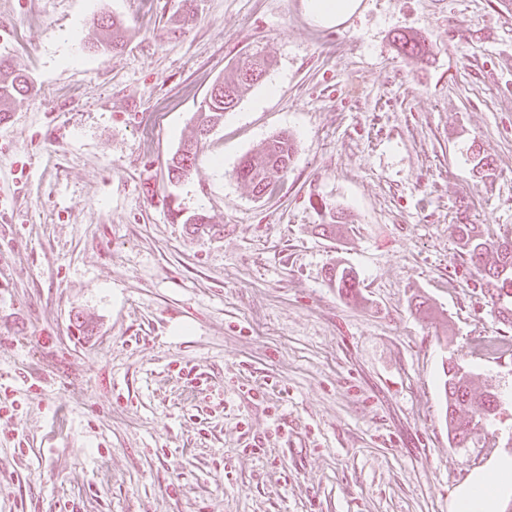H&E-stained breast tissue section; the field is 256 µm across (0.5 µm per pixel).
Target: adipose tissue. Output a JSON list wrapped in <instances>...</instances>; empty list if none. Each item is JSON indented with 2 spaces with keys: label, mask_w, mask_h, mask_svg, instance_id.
Masks as SVG:
<instances>
[{
  "label": "adipose tissue",
  "mask_w": 512,
  "mask_h": 512,
  "mask_svg": "<svg viewBox=\"0 0 512 512\" xmlns=\"http://www.w3.org/2000/svg\"><path fill=\"white\" fill-rule=\"evenodd\" d=\"M306 15L317 25L338 26L360 12L362 0H303ZM512 499V454L493 455L471 470L452 494L450 512H502Z\"/></svg>",
  "instance_id": "adipose-tissue-1"
}]
</instances>
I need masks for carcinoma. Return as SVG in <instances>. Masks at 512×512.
<instances>
[{
    "mask_svg": "<svg viewBox=\"0 0 512 512\" xmlns=\"http://www.w3.org/2000/svg\"><path fill=\"white\" fill-rule=\"evenodd\" d=\"M102 28L105 30L103 39L92 45L91 49L103 56L120 51L124 46L122 23L109 20ZM394 42L398 44V50L405 54L421 58L432 54L429 45L415 35L400 32L395 35ZM271 66L272 61L262 54L261 49L256 48L215 84L210 95L198 107L194 136L185 141L167 162L170 182L178 183L189 178L199 144L204 139L203 131L220 122L224 113L234 108L244 93L266 76ZM31 90L28 76L16 71L8 59L1 57L0 112H5L8 105L22 102ZM296 150L294 138L280 132L272 136L260 151L245 156L236 168L235 176L247 184L254 194L264 195L287 176ZM467 160L480 179L487 180L494 176L493 168L481 150L471 149ZM322 208L329 218V222L319 225L322 234H334L336 225L347 223V216L336 206L325 202ZM184 224L192 234H209L214 230V225L204 214H193L186 218ZM455 231L461 253L479 271L486 286L500 302L498 317L512 323V302L502 303L506 298L512 299V247L488 240L478 224H457ZM327 277L345 299H357L359 280L352 268L334 264L327 269ZM443 375L448 440L456 448H467L475 437L487 432L488 426L495 420L498 395L491 387L480 394L473 392L470 371L453 359L448 360Z\"/></svg>",
    "mask_w": 512,
    "mask_h": 512,
    "instance_id": "carcinoma-1",
    "label": "carcinoma"
}]
</instances>
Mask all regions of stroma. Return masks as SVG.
<instances>
[{"label": "stroma", "instance_id": "stroma-1", "mask_svg": "<svg viewBox=\"0 0 512 512\" xmlns=\"http://www.w3.org/2000/svg\"><path fill=\"white\" fill-rule=\"evenodd\" d=\"M113 16L125 49L88 52ZM255 45L273 68L170 184ZM0 56L33 87L0 121V512H448L512 453V323L454 232L512 239L502 0H363L329 28L302 0H0ZM282 131L290 171L254 196L234 171ZM323 199L352 218L330 236ZM193 213L216 234H189ZM451 358L502 401L467 448L448 444ZM394 42L398 44V50L404 54L415 55L421 58L429 57L432 54L431 48L425 40L400 32L395 35ZM328 281L334 285L341 296L347 300L355 301L359 295V280L352 267L342 264H332L327 269Z\"/></svg>", "mask_w": 512, "mask_h": 512}]
</instances>
